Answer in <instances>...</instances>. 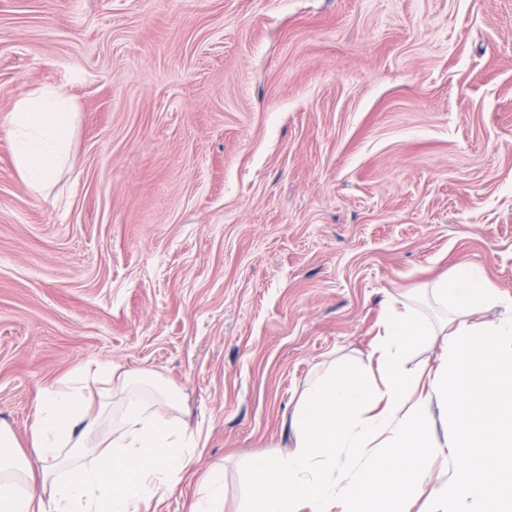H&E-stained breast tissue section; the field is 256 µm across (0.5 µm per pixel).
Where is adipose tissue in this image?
Segmentation results:
<instances>
[{
  "label": "adipose tissue",
  "mask_w": 512,
  "mask_h": 512,
  "mask_svg": "<svg viewBox=\"0 0 512 512\" xmlns=\"http://www.w3.org/2000/svg\"><path fill=\"white\" fill-rule=\"evenodd\" d=\"M77 112L66 87L21 93L7 136L16 166L31 188L48 185L71 153ZM435 298L451 305L439 363L426 373L406 371L407 351L435 330L412 307L387 306L371 352L373 380L353 368H329L303 393L291 415L296 449L284 457H257L250 470L261 484L249 512H410L424 491L435 457L450 452L459 462L453 478L433 492L434 512H512V461L482 453L469 426L470 396L458 378L480 381L486 369L463 361L460 351L494 340L498 363L512 365V297H502L484 273L461 266L438 281ZM502 306L492 322L476 314ZM110 383L121 395L112 435L99 439L102 414L84 390L89 379ZM145 380L133 372L86 364L39 397L32 427L35 463L8 455L11 430L0 425V512H161L165 493L180 483L199 444L181 418L177 397L155 388L153 400L138 395ZM438 419H431L430 409ZM447 431L438 435L436 422ZM72 448L62 466L60 451ZM350 475L337 487L336 467Z\"/></svg>",
  "instance_id": "adipose-tissue-1"
}]
</instances>
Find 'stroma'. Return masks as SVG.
<instances>
[{
	"mask_svg": "<svg viewBox=\"0 0 512 512\" xmlns=\"http://www.w3.org/2000/svg\"><path fill=\"white\" fill-rule=\"evenodd\" d=\"M66 86L43 190L6 129ZM481 268L512 297V0H0V424L90 361L159 378L212 465L292 452L331 363L367 368L387 303Z\"/></svg>",
	"mask_w": 512,
	"mask_h": 512,
	"instance_id": "1",
	"label": "stroma"
}]
</instances>
